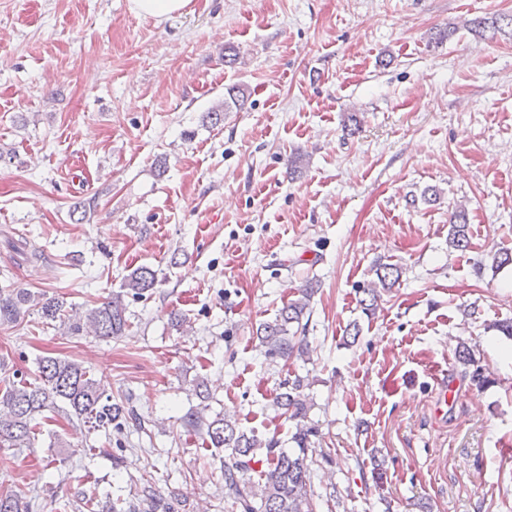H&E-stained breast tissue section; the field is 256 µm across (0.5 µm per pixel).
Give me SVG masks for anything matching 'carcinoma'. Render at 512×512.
I'll return each instance as SVG.
<instances>
[{
    "label": "carcinoma",
    "mask_w": 512,
    "mask_h": 512,
    "mask_svg": "<svg viewBox=\"0 0 512 512\" xmlns=\"http://www.w3.org/2000/svg\"><path fill=\"white\" fill-rule=\"evenodd\" d=\"M476 30L512 32V14L500 16L490 22L472 21ZM228 98L213 106L207 118L213 124L224 120V113L232 110L244 99V90L231 88ZM448 245L458 251L470 246L469 225L466 210L455 209L449 216ZM402 268L396 264L382 263L376 269V279L362 288L364 298L360 300L362 312L372 316L379 308L381 294L399 283ZM158 284L156 271L140 266L125 278L123 288L136 299L153 293ZM317 289L308 284L297 289L296 298L291 299L276 317L259 325L256 339L266 355L288 361L308 353L305 332L311 313L310 305ZM124 293V294H126ZM124 294L116 293L99 305L84 312L69 308L57 298L35 295L25 289L15 288L7 292L0 290V323H15L26 314L35 311L45 322H57L69 335L91 333L101 338L122 335L129 327L127 305ZM459 361L470 367L466 372L470 383L478 389L492 383L487 369L475 363L470 349L462 344L457 350ZM0 371L4 377L5 391H0V446L7 448L33 447L38 424L35 420L46 412H62L68 420H77L88 428H113L120 433L129 422L144 427V420L132 405V398L125 396L112 400L99 383L89 376L80 363L62 357H44L38 361L37 374L29 381L18 370H9L8 364L0 360ZM305 379L299 375L283 382L284 391L276 394L274 404L281 415L295 423L292 440L296 450L287 451L278 446L275 439L262 440L254 434L242 431L236 420L225 415L208 420L205 411L209 392L198 391L197 396L205 405L196 408L182 419L186 432H202L212 448L229 451L224 462L225 497L232 500L240 512H315L311 490V461L307 448L310 439L318 430L308 425V395ZM265 452L267 469L264 483L254 488L245 475L251 470V461L256 450ZM143 509L123 501L112 503V512H167L161 499L154 494L152 481L143 483L141 490ZM36 497L26 496L14 490H0V512H33ZM98 496L96 488L90 486L78 496L81 512H96Z\"/></svg>",
    "instance_id": "cac0c4a2"
}]
</instances>
